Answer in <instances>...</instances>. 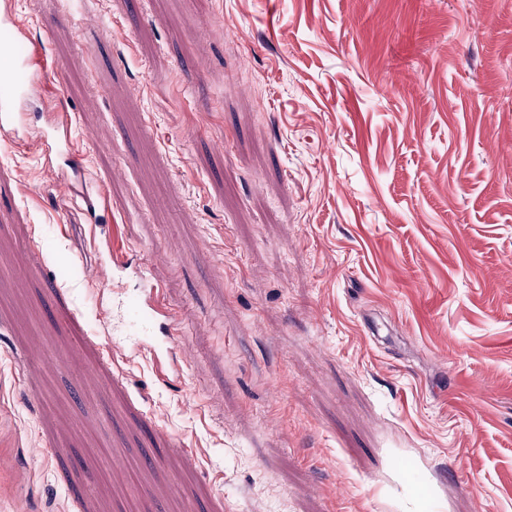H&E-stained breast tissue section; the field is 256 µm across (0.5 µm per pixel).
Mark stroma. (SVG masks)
Wrapping results in <instances>:
<instances>
[{"instance_id": "stroma-1", "label": "stroma", "mask_w": 512, "mask_h": 512, "mask_svg": "<svg viewBox=\"0 0 512 512\" xmlns=\"http://www.w3.org/2000/svg\"><path fill=\"white\" fill-rule=\"evenodd\" d=\"M4 9L111 208L0 140V512H512V0ZM145 286L142 290L137 312L141 317H148L150 326H157L164 336L175 337L179 333L180 322L170 307L164 304L160 297V286L150 276H145Z\"/></svg>"}]
</instances>
